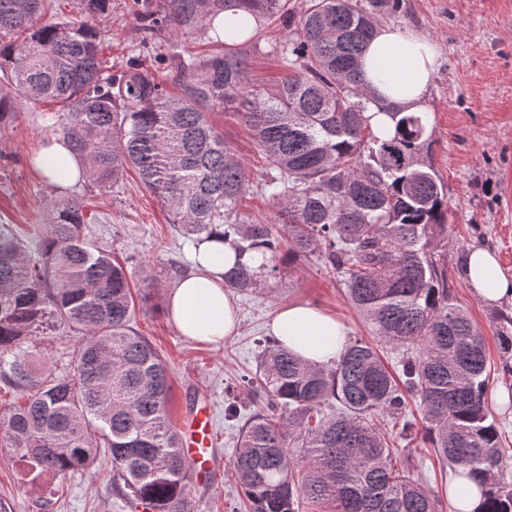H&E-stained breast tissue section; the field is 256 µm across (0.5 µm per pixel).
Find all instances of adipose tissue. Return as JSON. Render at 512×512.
Listing matches in <instances>:
<instances>
[{
	"instance_id": "adipose-tissue-1",
	"label": "adipose tissue",
	"mask_w": 512,
	"mask_h": 512,
	"mask_svg": "<svg viewBox=\"0 0 512 512\" xmlns=\"http://www.w3.org/2000/svg\"><path fill=\"white\" fill-rule=\"evenodd\" d=\"M437 68V51L412 31L377 27L361 59L363 85L374 97L366 115L377 134L391 132L392 112L425 111V99ZM39 170L54 190L84 181L81 163L63 142L48 141L39 153ZM235 255L222 237L202 241L193 251V271L165 297L169 320L187 339L218 345L235 334L236 308L224 285V273ZM465 276L474 293L486 303L512 300V274L484 248L467 254ZM273 336L290 351L316 364H330L339 356L347 331L332 315L305 303L278 311L270 324Z\"/></svg>"
}]
</instances>
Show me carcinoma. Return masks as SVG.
<instances>
[{
  "label": "carcinoma",
  "mask_w": 512,
  "mask_h": 512,
  "mask_svg": "<svg viewBox=\"0 0 512 512\" xmlns=\"http://www.w3.org/2000/svg\"><path fill=\"white\" fill-rule=\"evenodd\" d=\"M381 7L394 3L307 0L297 17L286 0H171L168 14L140 0L142 48L167 28L214 36L208 54L172 51L165 79L138 54L115 70L104 65L96 25L44 20L49 0H0V129L23 103L61 105L44 120L62 128L86 179L110 186L135 167L195 242L222 232L235 253L224 282L247 291L276 277L283 238L239 211L249 181L208 117L236 113L270 164L260 189L291 252L342 274L371 327L374 341L349 340L329 366L265 342L248 379L261 408L241 425L231 467L250 512H300L307 501L326 512H439L441 500L414 475L410 444L420 437L451 470L484 481L481 512H512L503 478L512 453L486 400L485 342L431 257L448 201L422 160L424 119L389 112L393 133L379 136L365 117L359 62ZM229 8L242 17L215 27ZM285 15L289 73L274 89L256 87L235 39L251 19ZM46 214L33 252L0 224V380L24 398L0 412L7 447L62 477L106 454L153 512H195L191 463L167 412L168 369L132 327L131 272L82 237L79 197L50 200ZM51 320L84 334L69 375L36 371L23 349ZM380 344L406 351L400 374ZM385 417L395 426L388 435L375 424Z\"/></svg>",
  "instance_id": "carcinoma-1"
}]
</instances>
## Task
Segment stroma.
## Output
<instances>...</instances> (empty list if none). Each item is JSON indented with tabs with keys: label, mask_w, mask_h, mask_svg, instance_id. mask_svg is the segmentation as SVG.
Segmentation results:
<instances>
[{
	"label": "stroma",
	"mask_w": 512,
	"mask_h": 512,
	"mask_svg": "<svg viewBox=\"0 0 512 512\" xmlns=\"http://www.w3.org/2000/svg\"><path fill=\"white\" fill-rule=\"evenodd\" d=\"M397 10H382L378 24L410 30L429 39L438 66L426 107L431 150L427 156L448 197V225L435 237L432 256L448 274L453 303L464 310L483 336L491 381L488 405L504 424L505 447L512 448V413L503 412L498 397L512 387L500 335H512V301L485 304L470 288L464 273L467 252L493 250L502 268L512 273V0H398ZM135 0H111L110 13L97 18L102 58L125 63L141 39L133 19ZM288 31L282 19L265 23L249 47L253 79L273 87L288 69L276 50ZM224 132L250 184H257L269 164L238 116L211 113ZM41 110L20 106L11 125L0 129V224L13 225L27 237L44 220V204L55 192L29 160L52 138ZM82 196L93 220L85 228L89 243L107 250L133 271L135 330L165 360L171 378L168 413L180 424L200 396H207L216 432L215 481L191 483L197 512H247L246 498L232 477L231 461L243 417L254 408L245 380L256 369L268 337L267 323L285 305L306 302L333 315L348 337H369L370 330L345 294L340 274L318 256L291 258L280 251L275 279L248 292H234L239 308L238 332L220 346L181 336L165 314L166 293L192 269L194 242L174 224L158 198L126 169L117 185L103 188L86 182L73 189ZM82 333L50 327L24 348L41 372L71 371L72 351ZM235 402L238 418L225 417ZM0 512H138L112 478V462L60 477L28 475L25 462L0 439Z\"/></svg>",
	"instance_id": "stroma-1"
}]
</instances>
